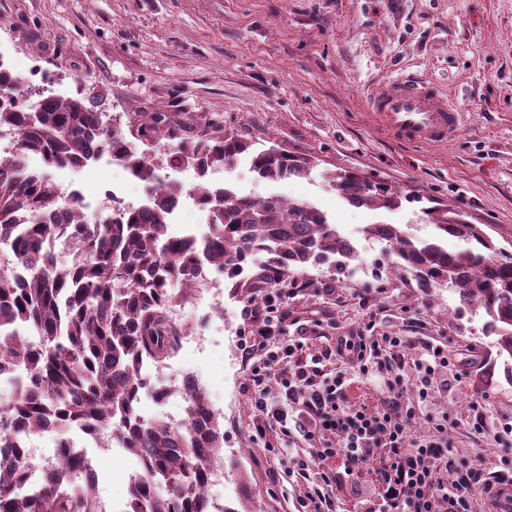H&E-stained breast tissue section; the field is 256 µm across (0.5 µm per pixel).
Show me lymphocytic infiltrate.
Here are the masks:
<instances>
[{
  "instance_id": "f902f5d3",
  "label": "lymphocytic infiltrate",
  "mask_w": 512,
  "mask_h": 512,
  "mask_svg": "<svg viewBox=\"0 0 512 512\" xmlns=\"http://www.w3.org/2000/svg\"><path fill=\"white\" fill-rule=\"evenodd\" d=\"M285 295L278 288L261 305L243 307L249 329L240 347L251 362L247 390L257 411L255 429L266 437L284 475L303 485L300 512H341L347 503L353 512H469L476 490L489 488V479L457 457L447 425L438 424V438L412 437L414 412L405 400L404 372L410 365L421 400L431 401L434 391L447 389L454 365L447 345L425 343L423 358L411 363L402 351L404 337L340 336L332 354L341 366L329 372L322 356H306L302 341L277 350ZM290 357L295 364L288 368L284 361ZM274 365L297 412L268 406L265 382ZM349 365L381 384V408L350 407ZM293 434L313 443L314 451L304 457L285 451L283 444Z\"/></svg>"
}]
</instances>
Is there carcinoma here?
<instances>
[{"label":"carcinoma","instance_id":"cac0c4a2","mask_svg":"<svg viewBox=\"0 0 512 512\" xmlns=\"http://www.w3.org/2000/svg\"><path fill=\"white\" fill-rule=\"evenodd\" d=\"M174 127L179 142L168 154L181 169L205 176L250 155L258 178L279 182L304 177L311 160L274 146L253 152L233 135L195 133L192 117L175 122L162 112L137 124L141 140L154 141ZM13 133L9 156L0 161V379L11 388L0 401V512H104L94 496L95 475L85 453L72 447L76 429L100 447L125 449L141 472L131 485L126 512H206L207 484L224 462L223 422L200 387L172 385L166 392L185 402L178 421L145 417L142 394L154 391L152 362L172 355L176 337L186 335L169 312L193 295L204 264L227 274L248 301L309 266L348 273L360 259L313 205L280 196L255 199L231 187L199 183L187 188L162 173L163 166L138 153L121 127H107L93 96L50 98L30 105L19 80L0 68V130ZM112 154L149 191L146 203L116 206L89 224L81 197L60 223L57 186L29 164L68 167L93 159L94 147ZM329 183L354 207L394 211L403 195L384 181L356 171L327 174ZM195 195L209 212L201 236L168 232L183 196ZM422 219L436 238L421 240L393 224H370L364 234L383 241L390 270L409 288L449 286L462 306H475L497 336L499 354L512 358V253L494 242L482 225L454 208L424 206ZM467 243L450 251L443 241ZM71 247L61 266L55 244ZM254 253L266 254L245 276L240 267ZM56 430L59 466L35 492L24 488L27 437Z\"/></svg>","mask_w":512,"mask_h":512}]
</instances>
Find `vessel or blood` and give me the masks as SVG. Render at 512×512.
<instances>
[{
	"label": "vessel or blood",
	"mask_w": 512,
	"mask_h": 512,
	"mask_svg": "<svg viewBox=\"0 0 512 512\" xmlns=\"http://www.w3.org/2000/svg\"><path fill=\"white\" fill-rule=\"evenodd\" d=\"M377 122L395 140L431 148L453 139L460 131L463 114L451 96L431 82L411 78L394 80L370 101ZM483 512H512V481L492 483L485 495Z\"/></svg>",
	"instance_id": "obj_1"
}]
</instances>
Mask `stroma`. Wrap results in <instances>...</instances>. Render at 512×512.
Instances as JSON below:
<instances>
[{
  "label": "stroma",
  "instance_id": "obj_1",
  "mask_svg": "<svg viewBox=\"0 0 512 512\" xmlns=\"http://www.w3.org/2000/svg\"><path fill=\"white\" fill-rule=\"evenodd\" d=\"M0 55L33 90L55 86L74 96L92 91L98 109L121 126L152 112L191 115L197 128L223 126L255 147L270 144L310 158L309 177L256 180L246 164L215 173L240 193L278 195L325 211L343 233L385 221L421 239L432 228L419 198L456 207L486 225L512 252V0H0ZM399 77L433 81L466 116L459 136L420 149L390 137L369 99ZM354 170L403 190L409 200L385 213L345 203L325 175ZM95 220L104 194L123 189L138 204L144 188L102 158L74 175ZM361 270L331 279L325 268L303 273L308 288L286 297V336L303 335L312 354L337 337L371 330L403 336L418 359L422 340L447 343L457 363L433 406L417 395L407 368L412 433L427 438L439 419L458 457L487 478H512V451L474 434L478 416L512 418V373L480 309L459 313L445 288L423 291L375 279L384 243L364 241ZM208 288L199 285L182 310L189 341L167 360L173 373L198 375L224 424L226 512H296L298 487L272 463L254 429L246 391L250 371L239 341L246 300L224 291V313L202 325ZM106 512H124L135 461L120 448L88 445Z\"/></svg>",
  "mask_w": 512,
  "mask_h": 512
}]
</instances>
